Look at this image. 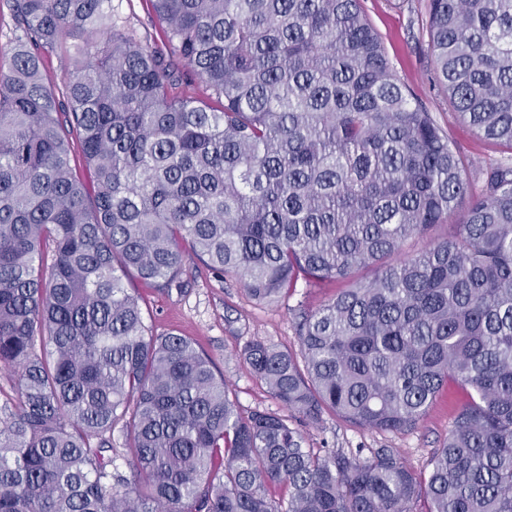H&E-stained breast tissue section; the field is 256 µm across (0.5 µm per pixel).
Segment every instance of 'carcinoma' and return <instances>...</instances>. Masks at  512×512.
<instances>
[{"instance_id":"carcinoma-1","label":"carcinoma","mask_w":512,"mask_h":512,"mask_svg":"<svg viewBox=\"0 0 512 512\" xmlns=\"http://www.w3.org/2000/svg\"><path fill=\"white\" fill-rule=\"evenodd\" d=\"M152 5L160 45L112 26V0H12L0 512H512V0L429 2L435 84L505 156L479 187L362 0ZM54 54L73 60L60 98ZM187 71L202 95L176 92ZM439 224L455 230L430 238ZM414 236L428 247L403 254ZM193 256L264 304L348 284L306 315L300 355L243 349L289 415L243 414L124 286L180 293ZM450 382L466 400L426 479L395 448L306 447L299 425L327 410L408 431ZM67 64L65 58L52 56L46 61L45 65V78L60 97H62L61 92L64 88Z\"/></svg>"}]
</instances>
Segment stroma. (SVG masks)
I'll list each match as a JSON object with an SVG mask.
<instances>
[{
  "mask_svg": "<svg viewBox=\"0 0 512 512\" xmlns=\"http://www.w3.org/2000/svg\"><path fill=\"white\" fill-rule=\"evenodd\" d=\"M364 8L383 37L393 71L414 101L432 112L437 125L450 132L466 155L484 163L495 161L496 152L459 120L436 90L428 50L427 0H364ZM112 20L132 30L140 40L154 43L161 37L162 26L150 0H112ZM337 291L334 283L301 285L278 303L259 304L234 277L213 273L194 260L187 266L182 292H147L144 314L154 332L173 331L196 341L216 375L230 383L242 413L261 410L282 415L285 407L250 373L240 351L253 339L299 351L297 326L301 317L327 304ZM464 400L465 394L458 388L441 391L418 424L402 433L362 430L327 413L319 426L306 429L307 445L363 458L374 448H396L407 466L424 478L435 448L447 438L454 413Z\"/></svg>",
  "mask_w": 512,
  "mask_h": 512,
  "instance_id": "stroma-1",
  "label": "stroma"
}]
</instances>
